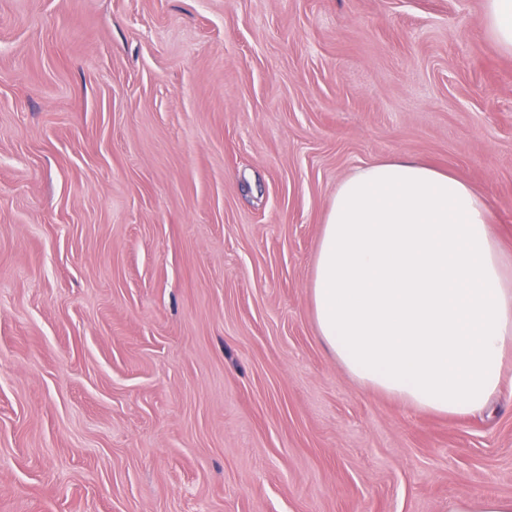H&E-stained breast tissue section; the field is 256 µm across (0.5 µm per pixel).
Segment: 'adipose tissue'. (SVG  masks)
<instances>
[{
    "label": "adipose tissue",
    "mask_w": 512,
    "mask_h": 512,
    "mask_svg": "<svg viewBox=\"0 0 512 512\" xmlns=\"http://www.w3.org/2000/svg\"><path fill=\"white\" fill-rule=\"evenodd\" d=\"M481 23L512 55V0ZM487 200L410 156L336 188L310 282L318 333L366 386L445 415L485 410L512 375V261Z\"/></svg>",
    "instance_id": "adipose-tissue-1"
}]
</instances>
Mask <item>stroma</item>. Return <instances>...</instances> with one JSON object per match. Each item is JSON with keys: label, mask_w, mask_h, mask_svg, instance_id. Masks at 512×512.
Returning a JSON list of instances; mask_svg holds the SVG:
<instances>
[{"label": "stroma", "mask_w": 512, "mask_h": 512, "mask_svg": "<svg viewBox=\"0 0 512 512\" xmlns=\"http://www.w3.org/2000/svg\"><path fill=\"white\" fill-rule=\"evenodd\" d=\"M485 0H0V512H448L512 496V386L364 387L309 293L355 168L483 194L512 255ZM448 512H512V497L460 496Z\"/></svg>", "instance_id": "1"}]
</instances>
